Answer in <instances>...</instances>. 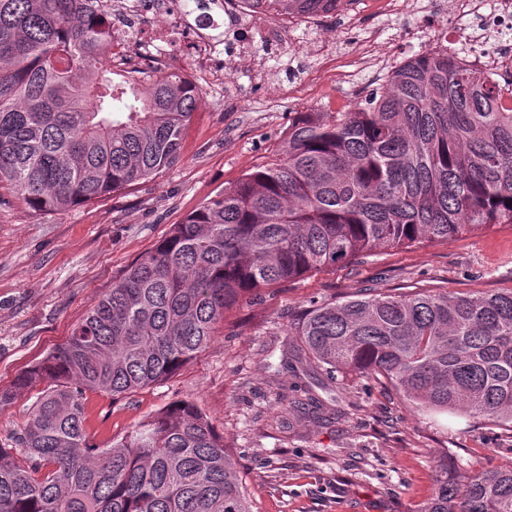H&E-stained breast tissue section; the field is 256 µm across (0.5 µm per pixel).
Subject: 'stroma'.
Returning <instances> with one entry per match:
<instances>
[{
  "label": "stroma",
  "mask_w": 512,
  "mask_h": 512,
  "mask_svg": "<svg viewBox=\"0 0 512 512\" xmlns=\"http://www.w3.org/2000/svg\"><path fill=\"white\" fill-rule=\"evenodd\" d=\"M467 20L453 0H411L384 14L379 0H343L336 15L286 23L276 56L228 62L224 86L204 88L179 161L101 202L56 213L0 187V386L62 343L128 265L190 211L270 160L297 112H338L364 99L420 49L426 33L456 49ZM379 31L370 66L358 43ZM336 56L319 71L308 49ZM512 289V226L402 249L286 282L243 299L213 343L178 374L118 400L87 395V431L104 444L170 403L188 399L234 452L254 512H417L432 496L436 463L478 469L512 460V432L453 414L428 416L396 391L351 374L296 377L283 359L288 326L313 300L372 288ZM335 400L321 427L296 412L295 386Z\"/></svg>",
  "instance_id": "35a3bbf8"
}]
</instances>
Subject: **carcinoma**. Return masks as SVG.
Masks as SVG:
<instances>
[{"label": "carcinoma", "mask_w": 512, "mask_h": 512, "mask_svg": "<svg viewBox=\"0 0 512 512\" xmlns=\"http://www.w3.org/2000/svg\"><path fill=\"white\" fill-rule=\"evenodd\" d=\"M98 0H0V185L32 209L94 204L172 167L203 97L179 70L143 81L109 62ZM305 19L340 0H250ZM512 224V80L422 51L344 112H297L281 157L178 224L14 383L41 382L0 444V512H252L234 454L191 400L112 438L87 392L116 400L205 351L241 298L388 250ZM288 334L305 374L347 371L424 413L512 429V289L378 292L312 301ZM292 408L335 416L308 390ZM418 512H512V463L448 471Z\"/></svg>", "instance_id": "cac0c4a2"}]
</instances>
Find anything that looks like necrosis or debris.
Here are the masks:
<instances>
[{
  "instance_id": "necrosis-or-debris-1",
  "label": "necrosis or debris",
  "mask_w": 512,
  "mask_h": 512,
  "mask_svg": "<svg viewBox=\"0 0 512 512\" xmlns=\"http://www.w3.org/2000/svg\"><path fill=\"white\" fill-rule=\"evenodd\" d=\"M456 13L471 21L475 33L466 38L462 60L494 78L512 79V39L503 25L512 21V0H454ZM103 16L112 25V60L117 64L145 58L149 68H133L135 77L171 70L177 56L190 65L187 78L194 84L219 87V41L211 27L224 26L232 49L248 52L256 44L273 45L281 39L283 23L275 14L258 15L244 0H101Z\"/></svg>"
}]
</instances>
